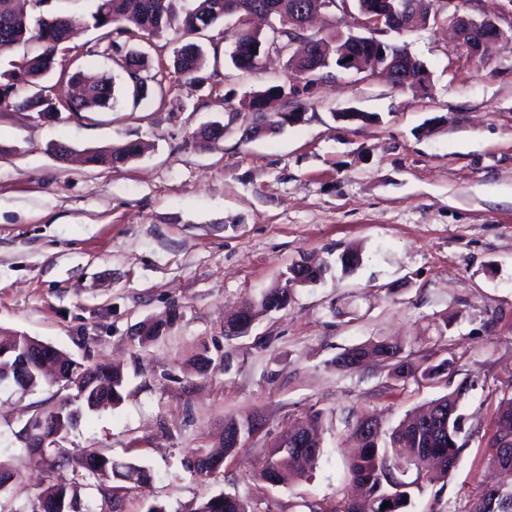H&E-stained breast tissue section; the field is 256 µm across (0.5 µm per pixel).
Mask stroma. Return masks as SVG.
<instances>
[{
	"label": "stroma",
	"mask_w": 512,
	"mask_h": 512,
	"mask_svg": "<svg viewBox=\"0 0 512 512\" xmlns=\"http://www.w3.org/2000/svg\"><path fill=\"white\" fill-rule=\"evenodd\" d=\"M381 38L426 65L427 90L324 68L306 94L270 106L303 120L251 141L246 97L300 78L284 56L251 71L230 65V21L204 33L205 82L175 72L186 38L172 29L130 40L162 81L147 99L116 60L98 57L112 108L56 121L0 108V327L118 368L121 402L84 412L55 451L96 448L150 474L114 478L109 502L83 489L90 512H194L221 493L252 498L258 512L327 506L357 491L350 421L373 414L395 427L467 378L476 384L461 402V461L409 512H465L486 486L493 419L512 387V44L472 56L444 21ZM349 110L369 118L341 120ZM212 122L223 137L198 142ZM58 141L78 152L136 141L144 152L112 169L64 163L51 151ZM348 248L362 264L346 273L336 258ZM305 258L328 263L323 281L295 288L246 334L225 335L226 316ZM174 305L179 319L143 339L140 326ZM381 340L417 359L454 355L456 371L418 383L377 361L337 366L344 349ZM202 356L212 361L204 372ZM58 402L46 383L0 387V459L16 471L0 512H35L46 473L20 432ZM315 414L323 452L313 468L286 486L261 481L278 438ZM228 416L252 431L216 478L201 479L194 462Z\"/></svg>",
	"instance_id": "35a3bbf8"
}]
</instances>
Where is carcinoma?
<instances>
[{"instance_id": "obj_1", "label": "carcinoma", "mask_w": 512, "mask_h": 512, "mask_svg": "<svg viewBox=\"0 0 512 512\" xmlns=\"http://www.w3.org/2000/svg\"><path fill=\"white\" fill-rule=\"evenodd\" d=\"M308 0H235V15H249L263 4L273 9V15H288L290 4L301 5ZM226 0H194V4L186 7L180 0H96L95 11L91 12L87 24L99 32L95 47L86 51V55L109 58L112 51L120 46L119 38L131 33L136 27L149 36L159 35L172 27L178 28L186 35H193L206 30L228 17L224 11ZM74 27V20L65 15L51 19H33L17 11L14 0H0V51L19 45H28L30 50L9 62V68L0 73V83L5 85L7 92L0 96V105H7L19 110L35 112L38 115L54 119L45 111V106H36L40 82L52 72L60 53L69 50L67 42ZM268 35L255 32L242 26L237 41L229 52L233 65L243 71L256 67L259 56L247 50L250 44L257 45L267 40ZM206 56L202 46L196 42L183 44L174 57L173 66L177 73L197 82H204L203 76ZM140 74L146 79L144 83L134 85L136 94L144 98L148 95L149 82L155 77L149 74L144 53H137ZM70 80L83 87V95L69 105L70 112H93L109 107L114 102V85L111 80L95 74L85 65L70 75ZM281 85H271L261 91L252 93L247 107L258 117H267L263 112L266 101L280 96ZM142 152L141 144L128 142L121 146H113L105 151L91 150L87 153V162L92 165L106 164L111 167L126 165ZM276 295V309L288 305L290 296L284 286L275 285L261 297L260 306L268 309L269 298ZM177 319L176 309L168 312L163 323H147L143 326V337L153 340L162 335ZM372 357L393 366L396 377L416 382H431L436 378L451 373L456 359L453 356L438 362L429 359L414 360L404 353V347L389 342H369L348 348L336 359L342 368L351 369L359 361ZM67 369L64 377L76 379L84 374L104 372L108 370L105 363L86 365L73 358L65 357ZM122 374L114 370L99 386H84L74 383L73 397H65L55 411L43 414V425L35 424L33 429L37 437L53 431L59 432L56 440L67 437L76 424L83 410H91L104 398H113V402L122 400ZM474 381L464 380L458 387L429 403L427 414L437 415V424L432 428L415 434L419 415H408L399 424L385 431L374 418L361 416L356 424H362L373 430V438L360 442L357 453L348 462V471L352 480L363 489L361 498L342 497L336 505L326 512H408L411 499L416 491H421L424 483L447 479L459 464L465 443L461 441L464 417L460 412L461 400L472 389ZM509 409L496 412L495 431L492 447L499 441L512 438V396L508 398ZM234 451L225 439L208 450L200 452L198 459H224ZM275 457L268 461L263 470L262 479L270 484L287 485L294 478L301 476L310 469L321 456L322 451L309 458H299L295 449L276 448ZM30 460L42 464L50 471L52 480L38 498L35 512H44L51 504L58 505L57 512H83L81 510V491L85 483L93 481L98 492L106 499L112 498V476L116 473V465L112 459L101 454L95 448H85L74 463L83 469L82 474L72 472L67 476L65 470L71 465L69 458L56 456L49 458L38 449L30 451ZM124 472L118 474L129 480L145 482L147 472L131 463L123 466ZM501 490L497 492L482 489L481 493L470 500L468 512H490L489 501L496 500V512H512V463L504 468ZM390 506L382 508L383 503ZM196 512H256L251 499L237 494L227 493L214 496L203 501Z\"/></svg>"}]
</instances>
